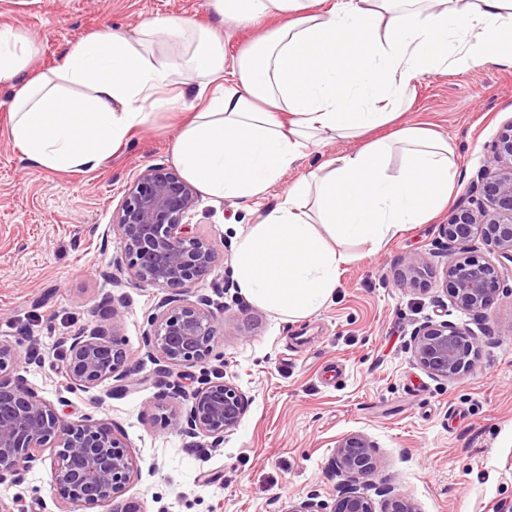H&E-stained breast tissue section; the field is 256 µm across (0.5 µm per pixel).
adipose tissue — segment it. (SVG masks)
<instances>
[{"label": "adipose tissue", "mask_w": 512, "mask_h": 512, "mask_svg": "<svg viewBox=\"0 0 512 512\" xmlns=\"http://www.w3.org/2000/svg\"><path fill=\"white\" fill-rule=\"evenodd\" d=\"M209 25L154 16L88 35L37 73L34 35L0 25L8 127L29 166L96 168L160 110L187 114L172 158L204 195L281 203L238 234L234 277L289 321L333 297L350 244L380 248L448 203L455 146L401 124L421 76L512 64V0H207ZM253 29L234 56L225 31ZM391 127L389 136L371 131ZM360 140L296 179L324 143Z\"/></svg>", "instance_id": "ef3b65f1"}]
</instances>
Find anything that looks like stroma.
<instances>
[{"mask_svg": "<svg viewBox=\"0 0 512 512\" xmlns=\"http://www.w3.org/2000/svg\"><path fill=\"white\" fill-rule=\"evenodd\" d=\"M206 0H0V24L35 34V70L53 67L86 35L131 30L142 19L179 15L209 24ZM11 92L0 87V341L34 351L28 385L68 421L111 420L137 462L112 504L135 497L144 512H288L307 494L333 502L344 483L331 466L339 439L372 440L381 465L354 481L381 512L380 486L411 498L419 512H505L512 505V262L500 263L495 304L475 316L445 291L448 242L439 234L449 209L413 225L379 250L352 244L332 300L318 313L283 321L250 304L234 286L236 235L281 201L285 184L247 202L200 196L192 219L215 249L211 271L192 290L224 306L217 354L185 376L163 370L143 345L146 320L161 289L136 284L120 265L112 214L136 172L171 164L180 122L157 113L111 158L85 172L27 168L9 135ZM403 122L433 128L457 149V189L465 200L487 147L512 122V66L490 60L476 70L422 77ZM425 254V286H401L408 258ZM119 299L116 332L132 354L131 383L66 393L62 337L92 327L105 295ZM448 321L477 336L472 370L438 379L415 360L412 334ZM235 383L249 405L239 426L210 447L154 420L158 398L175 380L192 390L202 374ZM43 458L16 483L0 484V502L25 498L29 512H59Z\"/></svg>", "mask_w": 512, "mask_h": 512, "instance_id": "35a3bbf8", "label": "stroma"}]
</instances>
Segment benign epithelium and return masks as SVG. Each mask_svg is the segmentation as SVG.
<instances>
[{"label":"benign epithelium","instance_id":"obj_1","mask_svg":"<svg viewBox=\"0 0 512 512\" xmlns=\"http://www.w3.org/2000/svg\"><path fill=\"white\" fill-rule=\"evenodd\" d=\"M475 202L460 204L440 234L448 244L464 245L479 238L487 251L512 261V123L488 146L479 176ZM198 192L172 167L151 164L138 170L127 184L112 215V232L131 279L167 291L148 315L143 332L149 356L168 368L206 362L224 333V317L211 301L187 298L216 262L212 245L191 223ZM428 261L410 257L401 273L403 287L423 283ZM445 279L450 297L460 309L475 314L494 303L499 272L489 258L457 252L448 261ZM106 310L91 329L64 338L66 389L72 393L102 383L128 382L126 365L132 355L114 339L120 310L112 297L102 300ZM478 342L462 328L446 321H427L413 332L412 350L418 364L440 379L471 370ZM20 344L0 342V484L13 483L51 450V488L65 512H90L112 503L113 495L131 482L136 463L122 435L109 421L86 415L65 421L54 403L24 383ZM248 398L233 382L203 375L185 404L159 402L156 420L187 438L205 437L210 446L224 444V436L240 424ZM372 442L352 433L337 441L331 465L340 476L368 479L380 461ZM387 496L383 512H417L402 493L381 489ZM289 512H374L368 498L355 488L341 491L333 505L309 497Z\"/></svg>","mask_w":512,"mask_h":512}]
</instances>
